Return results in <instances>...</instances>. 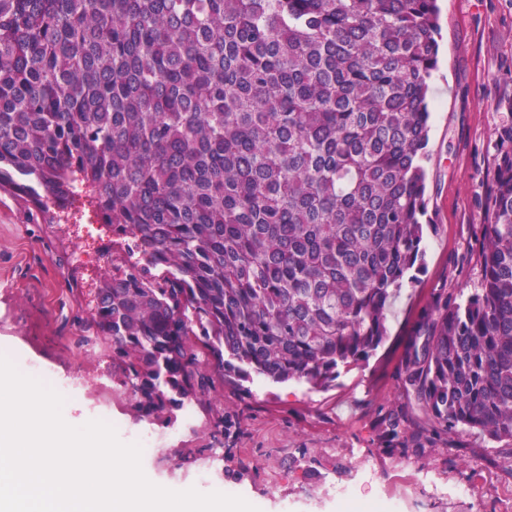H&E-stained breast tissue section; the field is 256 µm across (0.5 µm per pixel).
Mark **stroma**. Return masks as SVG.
<instances>
[{"label": "stroma", "instance_id": "stroma-1", "mask_svg": "<svg viewBox=\"0 0 512 512\" xmlns=\"http://www.w3.org/2000/svg\"><path fill=\"white\" fill-rule=\"evenodd\" d=\"M440 61L431 83L426 163L425 269L402 288L389 337L367 365L333 387L255 376L188 403L171 423L137 418L112 384V360L85 329L112 270L111 230L91 211L74 223H33L0 193V353L40 369L65 399L73 425L112 416L122 442L142 451L151 479L245 498L258 512H512V442L474 431L433 435L397 373L415 315L434 289L478 288L475 245L488 218L478 204L495 163L499 101L512 97V0H439ZM399 412L404 437L384 436Z\"/></svg>", "mask_w": 512, "mask_h": 512}]
</instances>
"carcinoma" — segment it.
<instances>
[{"label":"carcinoma","instance_id":"carcinoma-1","mask_svg":"<svg viewBox=\"0 0 512 512\" xmlns=\"http://www.w3.org/2000/svg\"><path fill=\"white\" fill-rule=\"evenodd\" d=\"M437 0H0V192L80 204L139 258L87 329L139 418L252 375L326 389L424 268ZM480 287L436 289L398 381L512 441V98Z\"/></svg>","mask_w":512,"mask_h":512}]
</instances>
